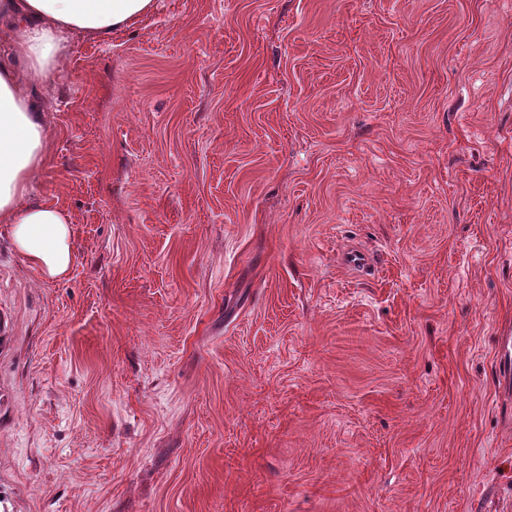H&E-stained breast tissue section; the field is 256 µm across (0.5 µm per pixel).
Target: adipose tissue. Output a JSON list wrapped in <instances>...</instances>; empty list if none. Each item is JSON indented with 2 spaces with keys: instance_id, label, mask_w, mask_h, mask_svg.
I'll use <instances>...</instances> for the list:
<instances>
[{
  "instance_id": "adipose-tissue-1",
  "label": "adipose tissue",
  "mask_w": 512,
  "mask_h": 512,
  "mask_svg": "<svg viewBox=\"0 0 512 512\" xmlns=\"http://www.w3.org/2000/svg\"><path fill=\"white\" fill-rule=\"evenodd\" d=\"M155 0H0V224L15 250L43 278L65 277L74 262V230L63 209L35 198L49 144L43 88L60 73L72 35L107 40L148 18Z\"/></svg>"
}]
</instances>
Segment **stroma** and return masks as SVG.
<instances>
[{
  "mask_svg": "<svg viewBox=\"0 0 512 512\" xmlns=\"http://www.w3.org/2000/svg\"><path fill=\"white\" fill-rule=\"evenodd\" d=\"M156 3L45 97L68 277L0 224V512H512V0Z\"/></svg>",
  "mask_w": 512,
  "mask_h": 512,
  "instance_id": "1",
  "label": "stroma"
}]
</instances>
